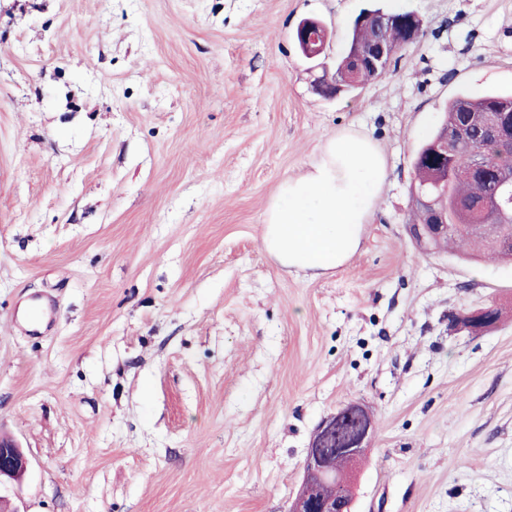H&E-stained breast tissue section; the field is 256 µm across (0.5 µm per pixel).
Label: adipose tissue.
<instances>
[{"instance_id":"ef3b65f1","label":"adipose tissue","mask_w":512,"mask_h":512,"mask_svg":"<svg viewBox=\"0 0 512 512\" xmlns=\"http://www.w3.org/2000/svg\"><path fill=\"white\" fill-rule=\"evenodd\" d=\"M387 160L367 137L341 132L318 159L284 182L264 217L262 244L283 266L324 274L357 251L387 179Z\"/></svg>"}]
</instances>
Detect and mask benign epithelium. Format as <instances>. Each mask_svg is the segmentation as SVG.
Masks as SVG:
<instances>
[{
    "mask_svg": "<svg viewBox=\"0 0 512 512\" xmlns=\"http://www.w3.org/2000/svg\"><path fill=\"white\" fill-rule=\"evenodd\" d=\"M362 23L372 24L375 28L398 26L403 33V41L398 46L373 39L368 43L354 42L347 54V66L332 76L318 80L319 85H328L333 94L360 85L355 75L361 70L369 69L380 78L389 71L394 57L405 47L414 44L423 37L422 20L412 12L403 14L384 13L380 10L365 11L358 16ZM295 42L302 55L314 67L327 71L326 63L322 61L326 51L325 26L315 19H304L299 22L294 32ZM478 130L489 140L512 143V107L497 109L486 118L473 112L466 123L460 125L452 134H443L435 142L431 155L444 160L448 157V139L463 141L469 139L472 132ZM417 214L420 221L411 225L412 233L424 250L436 248L443 238L448 236V214L444 209L435 205L434 201L424 192L412 188ZM492 196L497 208L502 213L512 211V171L505 170L497 173L492 182ZM468 224L474 229H483L492 224L487 203H468L464 207ZM497 320L496 308L487 307L463 315L461 324L471 331H480ZM357 416L361 419L358 429L348 433L336 452L359 462L366 448V441L372 430V419L369 413L360 405L353 404L342 407L335 414L326 417L316 430L305 459L304 479L293 500L289 512H351L352 499L344 487L333 486L330 495L316 497V485L324 483L331 474L330 457L325 449L326 440L336 434V430L344 417ZM28 462L16 444L0 440V482L7 478L13 481L22 479L27 471Z\"/></svg>",
    "mask_w": 512,
    "mask_h": 512,
    "instance_id": "obj_1",
    "label": "benign epithelium"
}]
</instances>
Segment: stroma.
Masks as SVG:
<instances>
[{"mask_svg":"<svg viewBox=\"0 0 512 512\" xmlns=\"http://www.w3.org/2000/svg\"><path fill=\"white\" fill-rule=\"evenodd\" d=\"M365 8L422 39L326 98ZM512 92V0H0V435L12 512H288L314 433L375 421L352 512H512V262L420 250L410 186L461 93ZM354 130L389 176L336 271L262 247L279 185ZM55 300L39 335L26 301ZM492 305L472 333L455 317ZM28 462L15 443L0 440V483L4 478L13 481L22 479Z\"/></svg>","mask_w":512,"mask_h":512,"instance_id":"1","label":"stroma"}]
</instances>
